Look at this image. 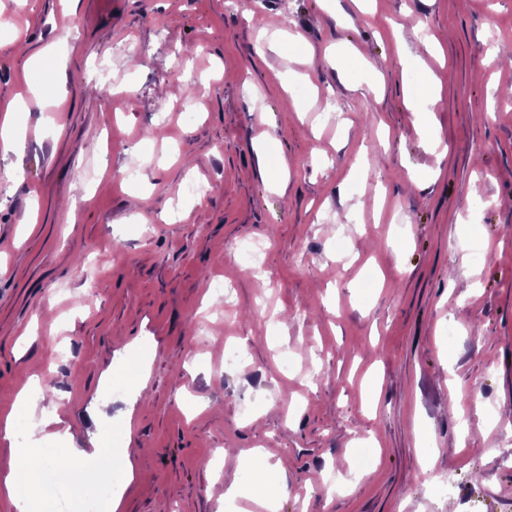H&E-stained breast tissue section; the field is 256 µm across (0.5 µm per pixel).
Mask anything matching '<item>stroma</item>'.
<instances>
[{"instance_id": "1", "label": "stroma", "mask_w": 512, "mask_h": 512, "mask_svg": "<svg viewBox=\"0 0 512 512\" xmlns=\"http://www.w3.org/2000/svg\"><path fill=\"white\" fill-rule=\"evenodd\" d=\"M501 45L512 0H0V114L25 139L0 152V419L45 451L70 430L92 464L40 476L35 499L64 487L81 512L114 476L112 512H233L225 489L267 448L279 512H512ZM191 181L208 194L183 198ZM247 240L262 277L236 263ZM243 337L244 362L214 369ZM122 358L136 383L116 393ZM32 374L50 382L33 416L7 400Z\"/></svg>"}]
</instances>
